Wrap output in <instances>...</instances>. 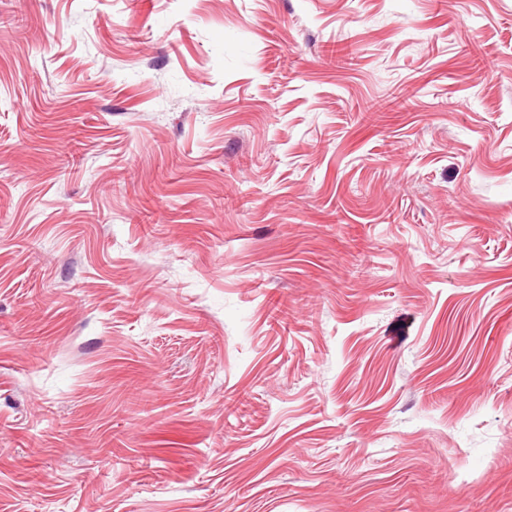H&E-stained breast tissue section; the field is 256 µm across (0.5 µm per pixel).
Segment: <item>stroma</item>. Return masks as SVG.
I'll return each mask as SVG.
<instances>
[{
  "mask_svg": "<svg viewBox=\"0 0 512 512\" xmlns=\"http://www.w3.org/2000/svg\"><path fill=\"white\" fill-rule=\"evenodd\" d=\"M0 512H512V0H0Z\"/></svg>",
  "mask_w": 512,
  "mask_h": 512,
  "instance_id": "35a3bbf8",
  "label": "stroma"
}]
</instances>
